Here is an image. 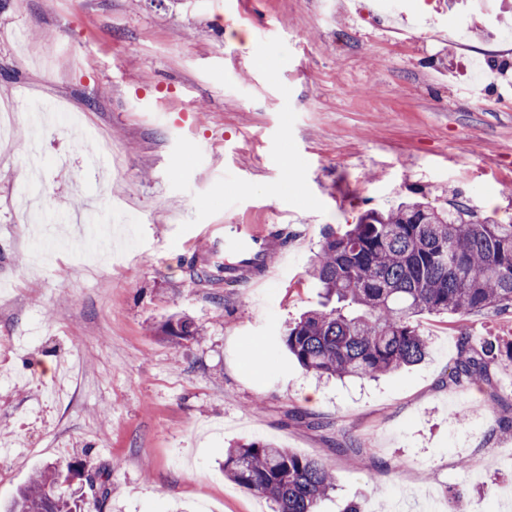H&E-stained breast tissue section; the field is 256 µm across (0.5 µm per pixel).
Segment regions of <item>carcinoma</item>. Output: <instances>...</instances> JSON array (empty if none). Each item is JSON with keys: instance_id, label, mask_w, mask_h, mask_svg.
Here are the masks:
<instances>
[{"instance_id": "carcinoma-1", "label": "carcinoma", "mask_w": 512, "mask_h": 512, "mask_svg": "<svg viewBox=\"0 0 512 512\" xmlns=\"http://www.w3.org/2000/svg\"><path fill=\"white\" fill-rule=\"evenodd\" d=\"M310 276L330 309L310 311L286 328L282 342L307 371L339 379H365L423 360L429 341L416 317L512 311V224L482 219L452 203L437 209L418 201L367 210L341 235L324 234ZM167 336L198 337L183 318L162 326ZM501 346L468 332L458 338L449 379H484ZM224 472L244 490L270 500L274 512H316L333 489L330 469L272 443L233 446ZM78 462L50 463L37 471L5 512H84Z\"/></svg>"}]
</instances>
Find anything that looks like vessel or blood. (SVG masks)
Wrapping results in <instances>:
<instances>
[{"label":"vessel or blood","mask_w":512,"mask_h":512,"mask_svg":"<svg viewBox=\"0 0 512 512\" xmlns=\"http://www.w3.org/2000/svg\"><path fill=\"white\" fill-rule=\"evenodd\" d=\"M201 238L204 246L198 249V257H217L230 249L239 255L237 262L225 264L223 270L214 273L218 284L233 286L252 282L259 285L278 274L273 257L283 251L284 246L281 238L268 232L265 226L212 224L203 231Z\"/></svg>","instance_id":"b4317fda"}]
</instances>
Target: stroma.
<instances>
[{
	"mask_svg": "<svg viewBox=\"0 0 512 512\" xmlns=\"http://www.w3.org/2000/svg\"><path fill=\"white\" fill-rule=\"evenodd\" d=\"M336 2L0 0L1 504L79 459L108 477L85 489L100 512H272L224 474L239 440L327 465L318 512H455L459 490L497 512L512 493V360L448 379L459 331L505 344L512 316L421 315L428 357L365 382L317 378L281 341L319 304L327 229L404 200L512 224V0H399L416 42L375 0ZM76 211L109 255L69 249ZM226 223L286 238L278 277L197 279L192 241ZM175 315L203 336L162 334Z\"/></svg>",
	"mask_w": 512,
	"mask_h": 512,
	"instance_id": "obj_1",
	"label": "stroma"
}]
</instances>
